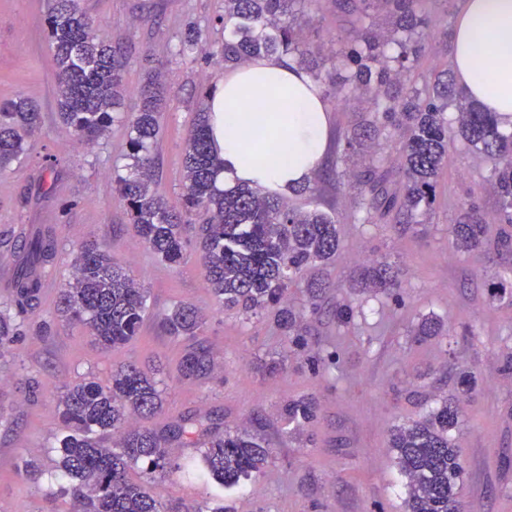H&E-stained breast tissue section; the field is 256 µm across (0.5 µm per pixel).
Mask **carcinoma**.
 Listing matches in <instances>:
<instances>
[{"instance_id":"obj_1","label":"carcinoma","mask_w":512,"mask_h":512,"mask_svg":"<svg viewBox=\"0 0 512 512\" xmlns=\"http://www.w3.org/2000/svg\"><path fill=\"white\" fill-rule=\"evenodd\" d=\"M319 0H224V47L220 61L234 68L253 56L281 54L304 69L326 92L344 101H366L368 116L344 136L340 161L388 137V128L403 132L401 168L403 189L389 191L380 166L348 174L357 190L358 220L412 223L427 215L435 188L448 159L451 130L487 164L486 179L497 196L496 223L512 224V131L495 112H485L459 89L446 68L434 69L423 87L414 78L425 56L429 19L418 0H335L336 8L356 18L359 28L336 51L328 70L314 64L324 39L310 13ZM49 44L57 70V101L62 120L77 140L89 147L111 125L129 131L127 174L115 176L118 200L144 245L160 260L178 264L187 258L189 244L182 226L195 225L194 249L209 269L212 293L220 306L237 307L252 316L270 312L289 345L297 343L299 313L288 302V290L304 280L308 268L336 257L340 237L329 213L294 207L282 196L246 185L223 190L216 186L224 162L214 152L208 112L200 110L184 154V192L180 207L155 195L153 147L159 134L154 83L136 92V105L121 110L126 89L123 54L105 42L76 0H51ZM455 111V127L446 112ZM256 136L270 134L267 110L243 106ZM40 113L27 99L0 105V173L27 151V137L39 127ZM488 224L476 220L454 225L458 247L466 252L488 242ZM26 258L14 303L0 306V357L10 352L18 318L42 292V275L53 263L57 244L52 233L23 238ZM71 280L59 291L57 311L67 321L85 326L106 350L128 344L147 313V292L129 276L103 245L82 246L70 259ZM390 264L372 262L363 268L358 287L384 290L393 286ZM494 297L512 299V275L492 283ZM168 336H192L195 344L184 354L181 372L202 379L216 361L203 335L204 317L190 304H177L160 317ZM443 324L424 318L415 336L424 340L442 334ZM164 382L134 363L112 371L102 385L84 382L64 387L61 419L67 433L58 440L59 469L74 483L60 484L51 495H68L74 512H229L219 506L167 505L156 486L180 469L171 458V442L199 448L209 475L231 489L242 480H258L267 472L273 449L248 428L217 432L201 418L187 417L166 431L137 423L163 405ZM288 422L299 431L313 417L303 400L288 403ZM460 408L443 402L422 420L395 430L390 448L406 480V512H458V489L463 467L450 432L460 423ZM146 463V479L133 484L128 470Z\"/></svg>"}]
</instances>
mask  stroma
I'll list each match as a JSON object with an SVG mask.
<instances>
[{"label":"stroma","instance_id":"stroma-1","mask_svg":"<svg viewBox=\"0 0 512 512\" xmlns=\"http://www.w3.org/2000/svg\"><path fill=\"white\" fill-rule=\"evenodd\" d=\"M79 6L104 40L121 49L129 89L159 74L154 188L179 206L186 137L205 89L224 78L215 57L224 42V0H79ZM419 8L431 20L423 68L447 66L448 33L460 0H421ZM47 13L48 0H0V101L25 97L41 113L27 154L0 174V261L7 267L0 274V305L14 297L20 233L53 230L58 250L51 287L21 319L11 352L0 357V512H73L70 497L50 496L46 480L24 476L21 464L32 459L54 469L53 444L64 431L58 407L64 386L107 383L113 368L129 361L147 372L162 370L167 384L150 427L163 430L181 418L205 416L220 432L246 420L273 450L263 478L227 490L204 476L197 449L176 447L183 469L160 483L164 502L198 507L220 497L231 512H405V481L389 438L432 406L455 400L463 412L453 433L464 467L461 512H512V369L506 367L512 300H493L487 286L489 277L512 268V252L486 246L464 253L452 233L473 203L490 237L504 230L494 221L497 201L481 161L462 142L452 144L425 223H357L356 196L336 165L354 109L327 96L326 150L312 192L294 202L332 212L342 246L333 261L306 274L323 285L320 310L311 311L305 286L289 288L305 346L287 347L269 315L247 318L216 304L199 253L168 264L142 243L113 181L128 163V130L112 125L88 148L62 121ZM190 36L200 51L179 55ZM96 244L106 245L149 295L138 335L109 352L84 326L56 318L72 251ZM360 252L391 262L395 293L356 289ZM179 303L204 315V340L219 363L200 381L180 371L188 341L167 336L159 325ZM346 305L352 316L337 321L336 308ZM431 316L442 320L445 335L417 340L418 322ZM277 358L283 372L268 373L266 363ZM461 365L481 379L463 398L457 389ZM301 399L312 404L314 418L295 434L280 412Z\"/></svg>","mask_w":512,"mask_h":512}]
</instances>
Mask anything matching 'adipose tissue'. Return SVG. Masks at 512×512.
<instances>
[{"mask_svg": "<svg viewBox=\"0 0 512 512\" xmlns=\"http://www.w3.org/2000/svg\"><path fill=\"white\" fill-rule=\"evenodd\" d=\"M452 41L458 84L484 111L512 121V0H462ZM263 102L272 132L282 133L280 151L251 156L229 109ZM292 110L281 116L280 102ZM214 143L224 162L220 186L247 184L279 195L304 185L326 148V103L305 72L284 56H263L228 69L206 101Z\"/></svg>", "mask_w": 512, "mask_h": 512, "instance_id": "obj_1", "label": "adipose tissue"}]
</instances>
